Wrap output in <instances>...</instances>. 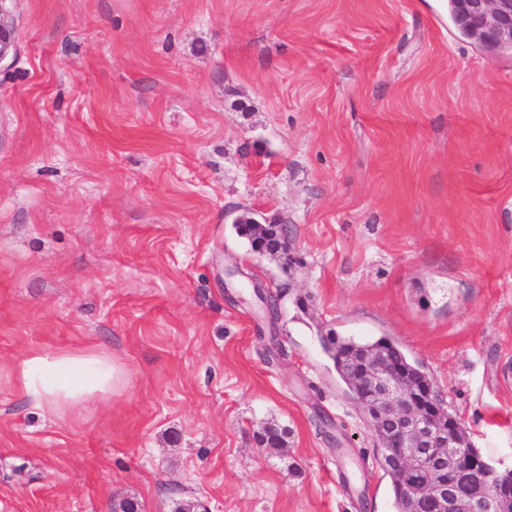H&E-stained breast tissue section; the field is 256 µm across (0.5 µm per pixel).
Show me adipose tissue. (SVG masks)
<instances>
[{"mask_svg":"<svg viewBox=\"0 0 512 512\" xmlns=\"http://www.w3.org/2000/svg\"><path fill=\"white\" fill-rule=\"evenodd\" d=\"M18 381L34 406L58 417L109 402L126 384L109 352L82 348L29 355L21 363Z\"/></svg>","mask_w":512,"mask_h":512,"instance_id":"1","label":"adipose tissue"}]
</instances>
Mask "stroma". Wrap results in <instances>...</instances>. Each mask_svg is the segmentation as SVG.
Wrapping results in <instances>:
<instances>
[{
    "instance_id": "1",
    "label": "stroma",
    "mask_w": 512,
    "mask_h": 512,
    "mask_svg": "<svg viewBox=\"0 0 512 512\" xmlns=\"http://www.w3.org/2000/svg\"><path fill=\"white\" fill-rule=\"evenodd\" d=\"M5 8L0 512H394L329 336L398 343L512 470V53L441 0ZM95 346L111 402H27L25 357ZM237 224H240L244 232L252 238L254 247L263 248V251L269 253L277 252V241L273 239L274 231L266 227L261 230L256 228L257 224L251 219H239Z\"/></svg>"
}]
</instances>
